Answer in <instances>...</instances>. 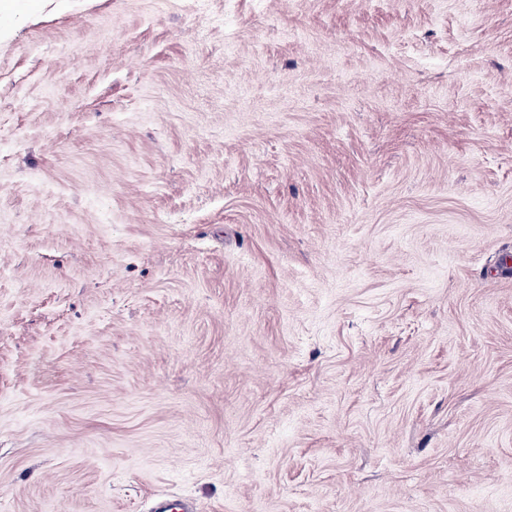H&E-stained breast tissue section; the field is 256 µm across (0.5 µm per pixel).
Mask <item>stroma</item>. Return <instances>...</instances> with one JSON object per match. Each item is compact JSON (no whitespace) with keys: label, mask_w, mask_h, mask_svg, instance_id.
<instances>
[{"label":"stroma","mask_w":512,"mask_h":512,"mask_svg":"<svg viewBox=\"0 0 512 512\" xmlns=\"http://www.w3.org/2000/svg\"><path fill=\"white\" fill-rule=\"evenodd\" d=\"M512 512V0H0V512Z\"/></svg>","instance_id":"obj_1"}]
</instances>
